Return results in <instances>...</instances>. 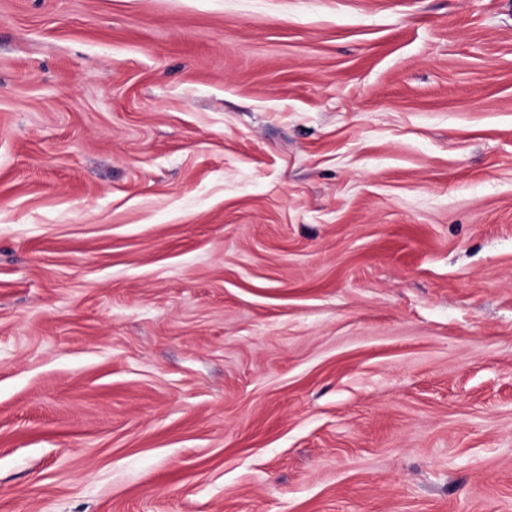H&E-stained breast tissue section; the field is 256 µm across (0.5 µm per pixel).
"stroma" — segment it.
I'll list each match as a JSON object with an SVG mask.
<instances>
[{
	"mask_svg": "<svg viewBox=\"0 0 512 512\" xmlns=\"http://www.w3.org/2000/svg\"><path fill=\"white\" fill-rule=\"evenodd\" d=\"M0 512H512V0H0Z\"/></svg>",
	"mask_w": 512,
	"mask_h": 512,
	"instance_id": "obj_1",
	"label": "stroma"
}]
</instances>
